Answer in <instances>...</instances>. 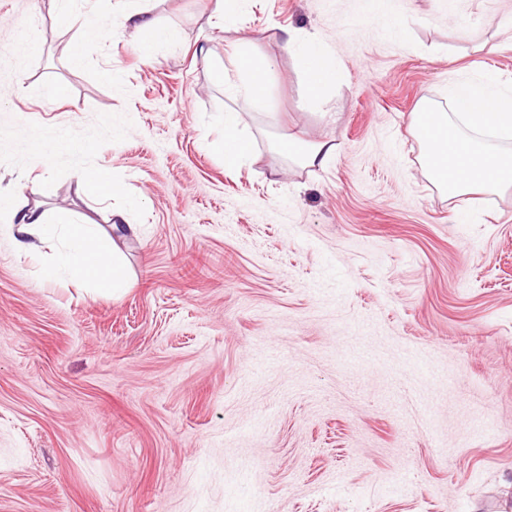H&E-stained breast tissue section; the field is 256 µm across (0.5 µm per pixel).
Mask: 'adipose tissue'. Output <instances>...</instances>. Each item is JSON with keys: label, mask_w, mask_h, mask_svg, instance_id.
<instances>
[{"label": "adipose tissue", "mask_w": 512, "mask_h": 512, "mask_svg": "<svg viewBox=\"0 0 512 512\" xmlns=\"http://www.w3.org/2000/svg\"><path fill=\"white\" fill-rule=\"evenodd\" d=\"M56 13L63 27L82 34L67 49L69 66L82 68L87 38L106 36L109 27L97 14L83 10L78 0H58ZM122 23L133 30L137 48L144 55H154L168 40L167 31L148 10L126 12ZM274 39L295 57L304 98L326 102L342 74L318 35L284 28ZM271 64V58L263 56L239 64L238 77L220 72L218 78L225 97L248 105L262 102ZM448 106L445 112L422 107L412 122L430 181L451 197L512 189V150L497 147L498 142L512 139V88L500 85L490 74L464 79L449 86ZM277 149L303 168L321 169L335 156L338 146L332 140L305 142L291 137L280 142ZM0 226L22 254L27 253L33 235L54 240V259L43 269L47 279L86 283L95 292L115 297L129 288L121 252L101 237L96 225L81 222L68 213L48 216L19 194L0 189Z\"/></svg>", "instance_id": "adipose-tissue-1"}]
</instances>
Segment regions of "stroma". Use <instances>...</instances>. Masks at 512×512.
Masks as SVG:
<instances>
[{
	"instance_id": "35a3bbf8",
	"label": "stroma",
	"mask_w": 512,
	"mask_h": 512,
	"mask_svg": "<svg viewBox=\"0 0 512 512\" xmlns=\"http://www.w3.org/2000/svg\"><path fill=\"white\" fill-rule=\"evenodd\" d=\"M83 6L170 39L148 58L116 23L73 70L52 0H0V180L106 232L136 201L131 286L48 280V243L0 231V512H512V190L442 194L409 132L450 82L512 86V0H407L394 29L377 0H245L229 31L217 0ZM276 26L329 47L327 105ZM242 35L276 58L260 108L215 80ZM62 134L80 152L44 165ZM291 136L339 149L309 171L273 150ZM79 162L119 194L90 202ZM122 24L133 30L137 49L144 55H154L168 41V32L146 9H134L124 13ZM238 112L224 113V141L222 152L224 164L228 168H237L246 165L252 158L251 145L248 139L239 130ZM76 149V143L67 137H58L47 143L37 142L33 145V151L50 162L52 159L62 153H73Z\"/></svg>"
}]
</instances>
